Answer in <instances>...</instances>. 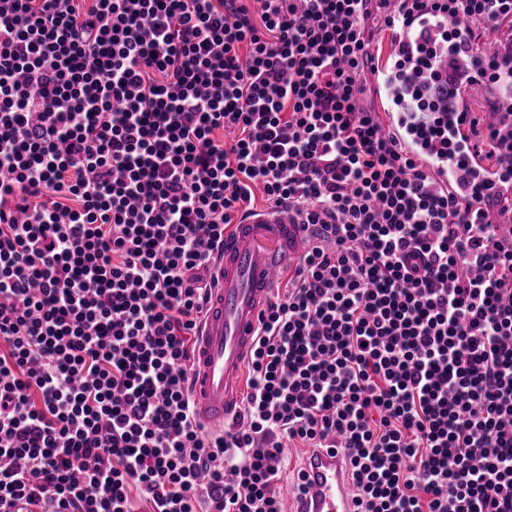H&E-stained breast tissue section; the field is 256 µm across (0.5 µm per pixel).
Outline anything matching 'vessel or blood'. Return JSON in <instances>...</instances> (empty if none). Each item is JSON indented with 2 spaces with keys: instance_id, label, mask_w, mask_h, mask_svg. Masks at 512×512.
I'll list each match as a JSON object with an SVG mask.
<instances>
[{
  "instance_id": "obj_1",
  "label": "vessel or blood",
  "mask_w": 512,
  "mask_h": 512,
  "mask_svg": "<svg viewBox=\"0 0 512 512\" xmlns=\"http://www.w3.org/2000/svg\"><path fill=\"white\" fill-rule=\"evenodd\" d=\"M404 52L415 56L423 36L439 38L440 18H413L406 27ZM438 67L442 73L466 76L468 62L459 40H451ZM395 66L375 76L376 90L389 103L383 128L393 134L433 177L439 186L456 194L466 193L459 180V166L470 163L467 126L460 114H453L448 151L429 146L420 131L427 127V113L414 111L408 98L399 95L394 84ZM497 111L484 113L485 123L502 127L512 110V94L491 91ZM310 238L301 224L287 215L263 212L246 219L224 247L212 254L214 286L210 290L207 315L197 333V350L190 373L194 400L201 421L214 430L236 419L241 402V381L245 362L254 346L260 312L265 308L284 265L296 263L307 251ZM305 492L288 502V512H353L349 496L348 466L340 455L328 449L308 453Z\"/></svg>"
}]
</instances>
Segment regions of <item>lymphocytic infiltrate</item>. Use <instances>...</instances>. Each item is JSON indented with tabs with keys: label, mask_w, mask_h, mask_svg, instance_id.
I'll list each match as a JSON object with an SVG mask.
<instances>
[{
	"label": "lymphocytic infiltrate",
	"mask_w": 512,
	"mask_h": 512,
	"mask_svg": "<svg viewBox=\"0 0 512 512\" xmlns=\"http://www.w3.org/2000/svg\"><path fill=\"white\" fill-rule=\"evenodd\" d=\"M0 0V512H283L288 448L355 512H512V238L364 103L401 16L512 0ZM425 40L398 81L443 139ZM310 246L260 315L245 412L196 415L213 251L255 212Z\"/></svg>",
	"instance_id": "f902f5d3"
}]
</instances>
